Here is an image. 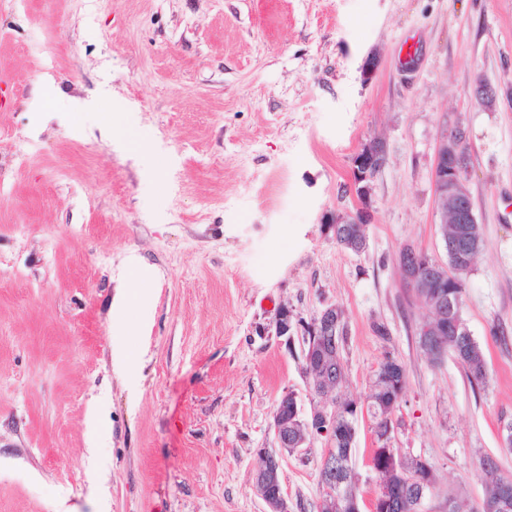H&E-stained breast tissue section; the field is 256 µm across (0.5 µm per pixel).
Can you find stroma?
Instances as JSON below:
<instances>
[{
	"mask_svg": "<svg viewBox=\"0 0 512 512\" xmlns=\"http://www.w3.org/2000/svg\"><path fill=\"white\" fill-rule=\"evenodd\" d=\"M0 75V512H266L273 414L290 393L312 404L300 338L275 334L284 306L342 310L350 398L368 402L386 355L406 367L390 439L357 423L365 499L383 446L431 465L425 512L452 494L473 512L483 456L512 477V0H0ZM47 77L62 97L43 125ZM90 98L109 132L71 126ZM457 126L483 236L463 306L481 386L427 361L429 310L399 265L406 246L448 259L433 169ZM370 140L386 161L354 253L330 223L359 206ZM131 253L150 325L131 323L120 377ZM325 446L283 454L291 512H317ZM130 304V294L127 291L112 303V351L121 357L124 349V337L127 335V311Z\"/></svg>",
	"mask_w": 512,
	"mask_h": 512,
	"instance_id": "stroma-1",
	"label": "stroma"
}]
</instances>
